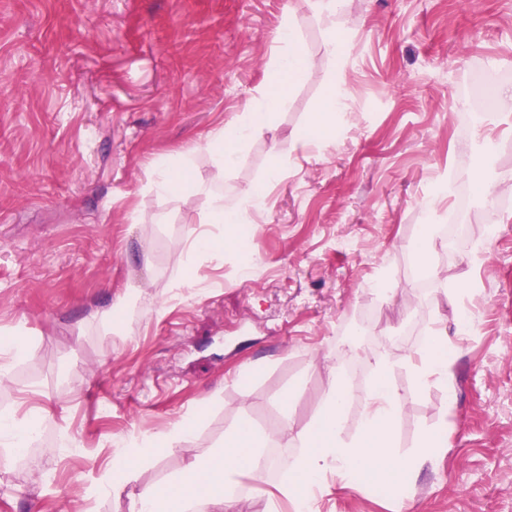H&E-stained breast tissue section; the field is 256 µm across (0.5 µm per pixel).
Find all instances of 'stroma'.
Returning <instances> with one entry per match:
<instances>
[{"label": "stroma", "instance_id": "1", "mask_svg": "<svg viewBox=\"0 0 512 512\" xmlns=\"http://www.w3.org/2000/svg\"><path fill=\"white\" fill-rule=\"evenodd\" d=\"M293 14L312 60L279 112L224 180L232 200L265 178L270 145L287 158L256 216L262 261L240 280L239 251L176 260L213 190L195 158L188 201L144 191V163L192 146L242 111L267 78L274 39ZM353 36L338 67L324 41ZM512 76V0H344L333 16L307 0H0V328L30 344L0 384V410L39 413L32 447L0 466V512H130L142 489L222 443L242 417L273 430L314 418L345 340L387 351L406 396L396 441L447 419L443 456L411 497L381 483L330 488L314 512H512V202L471 200L469 239L438 246L447 284L421 278L418 228L445 176L468 184L512 173V134L476 137L482 120L452 110L475 67ZM347 84L334 142L298 134L336 74ZM144 216L131 223V211ZM190 272L196 288L179 287ZM385 278L390 300L372 289ZM477 283L475 329L452 368L454 395L415 393L405 366L444 289ZM149 281L121 331L101 311ZM258 372L236 384L242 366ZM293 392L289 414L278 399ZM188 448L132 468L97 495L121 442L161 439L191 413ZM287 467L243 478L229 512H269Z\"/></svg>", "mask_w": 512, "mask_h": 512}]
</instances>
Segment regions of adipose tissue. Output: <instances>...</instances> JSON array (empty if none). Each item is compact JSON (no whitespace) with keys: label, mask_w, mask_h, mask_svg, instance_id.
I'll use <instances>...</instances> for the list:
<instances>
[{"label":"adipose tissue","mask_w":512,"mask_h":512,"mask_svg":"<svg viewBox=\"0 0 512 512\" xmlns=\"http://www.w3.org/2000/svg\"><path fill=\"white\" fill-rule=\"evenodd\" d=\"M310 64L294 18H285L269 61L267 80L250 97L244 111L218 124L193 147L152 158L145 167L146 189L188 199L195 190L190 173L200 153L210 157L213 183L222 184L225 175L242 160L247 145L272 130L278 112ZM344 100L343 86H332L300 134L303 145H322L335 139ZM270 160L266 178L247 188L238 200L228 202L223 194L214 195L200 221L221 226L223 232L194 237L190 244L193 252L216 255L245 247L241 227L251 223L254 212L265 208L271 187L285 165L278 150H271ZM471 292L469 282L464 280L456 291L446 294L453 309V323L431 326L423 345L410 359L415 392L447 381L453 339L471 334L474 326V318L463 303L464 296ZM363 359L372 376L356 433L350 436L345 432L351 391L342 365L337 364L331 369L329 389L312 422L292 437L299 453L277 490L295 504L296 512H310L317 493L329 481L348 486L370 479L398 490L409 488L420 469L438 459L448 446V423L443 420L425 431L415 448L396 452V426L404 398L389 382L394 360L389 353L378 351L364 352ZM198 420L195 414L181 418L158 441L125 442L111 474L99 486L100 493L116 491L135 463L160 457L191 441ZM279 441V435L262 432L249 419H239L226 432L221 446L195 456L178 478L142 490L131 512H226L237 499L239 476L267 468L265 452Z\"/></svg>","instance_id":"adipose-tissue-1"}]
</instances>
